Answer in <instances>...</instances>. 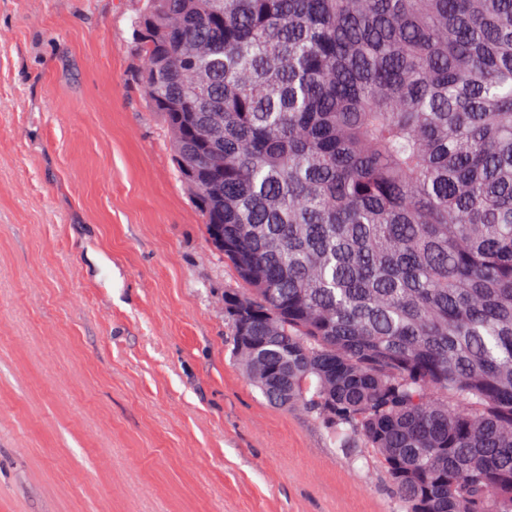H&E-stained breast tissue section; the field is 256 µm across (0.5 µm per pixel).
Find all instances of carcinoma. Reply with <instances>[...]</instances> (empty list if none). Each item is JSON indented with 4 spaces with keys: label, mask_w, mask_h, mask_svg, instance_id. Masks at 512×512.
I'll use <instances>...</instances> for the list:
<instances>
[{
    "label": "carcinoma",
    "mask_w": 512,
    "mask_h": 512,
    "mask_svg": "<svg viewBox=\"0 0 512 512\" xmlns=\"http://www.w3.org/2000/svg\"><path fill=\"white\" fill-rule=\"evenodd\" d=\"M132 27L256 387L372 449L405 512H512V0H142Z\"/></svg>",
    "instance_id": "1"
}]
</instances>
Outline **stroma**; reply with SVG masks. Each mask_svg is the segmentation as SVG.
<instances>
[{
	"label": "stroma",
	"mask_w": 512,
	"mask_h": 512,
	"mask_svg": "<svg viewBox=\"0 0 512 512\" xmlns=\"http://www.w3.org/2000/svg\"><path fill=\"white\" fill-rule=\"evenodd\" d=\"M140 0H0V512H402L364 447L269 403L219 303Z\"/></svg>",
	"instance_id": "35a3bbf8"
}]
</instances>
